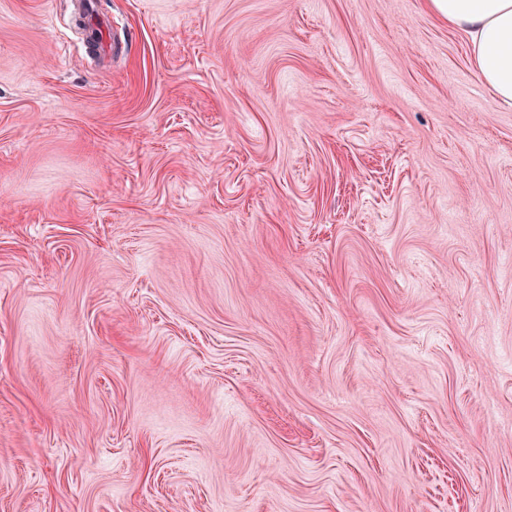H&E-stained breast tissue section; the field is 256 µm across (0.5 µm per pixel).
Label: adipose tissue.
<instances>
[{
    "mask_svg": "<svg viewBox=\"0 0 512 512\" xmlns=\"http://www.w3.org/2000/svg\"><path fill=\"white\" fill-rule=\"evenodd\" d=\"M426 8L467 38L481 83L512 106V0H426Z\"/></svg>",
    "mask_w": 512,
    "mask_h": 512,
    "instance_id": "adipose-tissue-1",
    "label": "adipose tissue"
}]
</instances>
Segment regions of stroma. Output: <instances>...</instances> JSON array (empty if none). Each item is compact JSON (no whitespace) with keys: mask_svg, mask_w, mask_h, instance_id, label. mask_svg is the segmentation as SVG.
Wrapping results in <instances>:
<instances>
[{"mask_svg":"<svg viewBox=\"0 0 512 512\" xmlns=\"http://www.w3.org/2000/svg\"><path fill=\"white\" fill-rule=\"evenodd\" d=\"M0 0V512H512V108L423 0Z\"/></svg>","mask_w":512,"mask_h":512,"instance_id":"stroma-1","label":"stroma"}]
</instances>
